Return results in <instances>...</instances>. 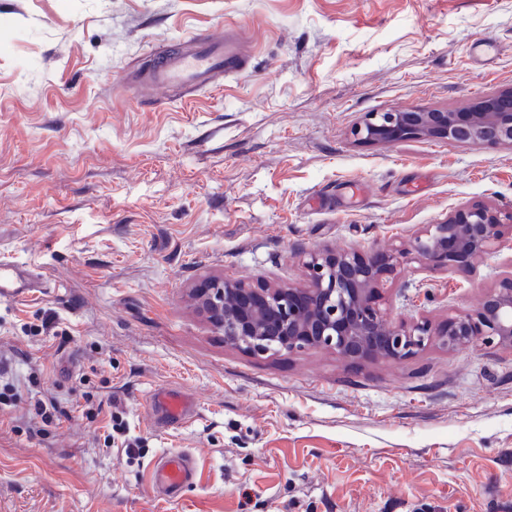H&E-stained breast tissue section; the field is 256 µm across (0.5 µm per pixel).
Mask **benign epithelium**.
Masks as SVG:
<instances>
[{"label":"benign epithelium","mask_w":512,"mask_h":512,"mask_svg":"<svg viewBox=\"0 0 512 512\" xmlns=\"http://www.w3.org/2000/svg\"><path fill=\"white\" fill-rule=\"evenodd\" d=\"M352 136L365 144L433 138L512 147V87L482 97L463 112H370L352 128ZM507 227L512 228V211L466 206L428 225L407 248L369 256L313 250L299 287L253 288L209 277L196 297L208 319L224 331L225 342L254 356L326 349L353 362L402 361L432 344L452 351L489 341L512 351V274L489 289L474 312L450 315L436 326L424 317L393 326L376 303L382 274L410 255L431 268L475 275L479 260L499 248Z\"/></svg>","instance_id":"obj_1"}]
</instances>
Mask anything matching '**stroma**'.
<instances>
[{
	"mask_svg": "<svg viewBox=\"0 0 512 512\" xmlns=\"http://www.w3.org/2000/svg\"><path fill=\"white\" fill-rule=\"evenodd\" d=\"M227 22L251 60L223 87H124ZM510 86L512 0H0V254L49 281L0 303V512H512L511 350L256 357L192 295L208 274L296 285L312 249L405 247L462 205L512 210L510 147L351 134ZM511 273L508 234L473 277L406 259L378 304L437 323ZM162 386L194 396L191 422L150 425ZM182 449L198 479L157 500L149 464Z\"/></svg>",
	"mask_w": 512,
	"mask_h": 512,
	"instance_id": "35a3bbf8",
	"label": "stroma"
}]
</instances>
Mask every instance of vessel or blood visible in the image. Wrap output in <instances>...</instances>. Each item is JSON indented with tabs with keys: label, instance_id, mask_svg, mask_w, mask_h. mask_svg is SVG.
I'll return each mask as SVG.
<instances>
[{
	"label": "vessel or blood",
	"instance_id": "b4317fda",
	"mask_svg": "<svg viewBox=\"0 0 512 512\" xmlns=\"http://www.w3.org/2000/svg\"><path fill=\"white\" fill-rule=\"evenodd\" d=\"M248 53L238 41L235 24L223 29L191 36L171 52L159 55L146 72V80L155 88L167 91L175 87L195 91L219 86L221 79L240 74ZM42 274L28 263L0 258V301H16L46 287ZM150 404L156 422L165 428L184 425L195 414V402L185 391L161 387L154 390ZM197 466L194 455L186 450L167 451L154 458L150 465V486L155 498L175 501L185 487L195 483Z\"/></svg>",
	"mask_w": 512,
	"mask_h": 512
}]
</instances>
